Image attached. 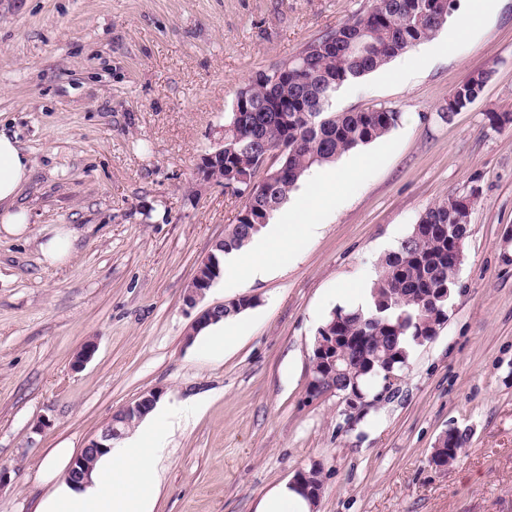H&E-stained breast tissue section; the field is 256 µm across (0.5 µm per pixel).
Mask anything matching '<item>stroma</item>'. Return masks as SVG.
Returning <instances> with one entry per match:
<instances>
[{
  "label": "stroma",
  "mask_w": 512,
  "mask_h": 512,
  "mask_svg": "<svg viewBox=\"0 0 512 512\" xmlns=\"http://www.w3.org/2000/svg\"><path fill=\"white\" fill-rule=\"evenodd\" d=\"M373 0H0V129L32 159L16 203L29 234H0V512H35L55 448L81 453L113 412L156 389L206 397L169 439L156 512H255L297 471L319 467L316 512H512V0L476 34L449 38L469 0L407 63L352 80L336 112H401L343 184L317 238L244 290L257 303L223 355L186 343L197 265L242 198L198 176L224 114L257 71L370 8ZM415 73L405 80L401 66ZM482 95L438 113L470 74ZM478 188L459 283L438 336L391 386L351 409L312 398L318 327L341 293L443 198ZM75 232L68 260L44 262L45 229ZM97 350L74 368L87 341ZM457 463L430 455L448 429ZM468 440V434L465 431L456 430L454 435L448 436V443L442 451L439 452V465H452L459 457L461 448L464 447Z\"/></svg>",
  "instance_id": "35a3bbf8"
}]
</instances>
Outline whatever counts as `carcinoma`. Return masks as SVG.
Instances as JSON below:
<instances>
[{
    "label": "carcinoma",
    "instance_id": "cac0c4a2",
    "mask_svg": "<svg viewBox=\"0 0 512 512\" xmlns=\"http://www.w3.org/2000/svg\"><path fill=\"white\" fill-rule=\"evenodd\" d=\"M453 0H375L305 46L300 59L273 68L274 82L251 76L234 99L239 111L224 116V165L212 179L224 183L245 203L224 233V252L239 250L285 204L312 169L335 162L343 154L388 135L401 119L397 110L379 106L354 112L331 111L338 89L385 66L408 49L432 39L444 26ZM488 73L480 71L458 84L440 109L451 118L478 99ZM278 156L277 165L262 171V154ZM471 211L450 195L427 208L411 233L387 253L371 283L372 308H336L323 323L338 336L359 339L350 347L345 373L329 383L342 392L358 383L364 390L388 369L408 367L416 337L429 336L434 312L448 311L458 274L448 242V225L465 239ZM468 440L465 431L448 436L440 465L449 466Z\"/></svg>",
    "mask_w": 512,
    "mask_h": 512
}]
</instances>
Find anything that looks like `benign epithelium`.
I'll return each instance as SVG.
<instances>
[{
  "mask_svg": "<svg viewBox=\"0 0 512 512\" xmlns=\"http://www.w3.org/2000/svg\"><path fill=\"white\" fill-rule=\"evenodd\" d=\"M224 161V148L205 154L200 158L198 164V175L205 183L212 181L210 171L213 166ZM208 260L204 259L199 264L192 283L184 295V302L190 307H196L206 296V293L213 285V280L204 275ZM238 303V300L225 301L219 304L209 305L204 308L192 321L186 333L185 340L193 341L195 336L203 329L217 323L224 318V308L231 307ZM349 341L347 336H334L330 329L324 330V335L317 336L312 358L314 366L328 371L332 375L339 372L338 362L346 359L347 348L345 343ZM162 392L149 390L142 393L134 402L125 405L122 409L113 413L111 420L103 428L99 436L92 438L85 445L82 452L72 461L68 471L69 481L78 485L87 480L93 469V462L107 448L111 442L118 440L125 435V430L135 421L143 419L160 399Z\"/></svg>",
  "mask_w": 512,
  "mask_h": 512,
  "instance_id": "benign-epithelium-1",
  "label": "benign epithelium"
}]
</instances>
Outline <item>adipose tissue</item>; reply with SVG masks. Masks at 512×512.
Wrapping results in <instances>:
<instances>
[{
  "instance_id": "1",
  "label": "adipose tissue",
  "mask_w": 512,
  "mask_h": 512,
  "mask_svg": "<svg viewBox=\"0 0 512 512\" xmlns=\"http://www.w3.org/2000/svg\"><path fill=\"white\" fill-rule=\"evenodd\" d=\"M350 163L323 166L309 182L311 192L287 220L267 224L242 249L224 255V290L238 292L245 282L272 274L283 249L319 235L323 206L340 204V180ZM32 172L29 156L15 136L0 130V231L26 233L31 216L16 200ZM203 401L172 405L159 403L130 437L113 443L102 455L88 481L75 486L55 483L42 500L39 512H154L162 474L158 467L168 437L183 421L197 416ZM314 503L289 482L274 486L258 502L255 512H314Z\"/></svg>"
}]
</instances>
